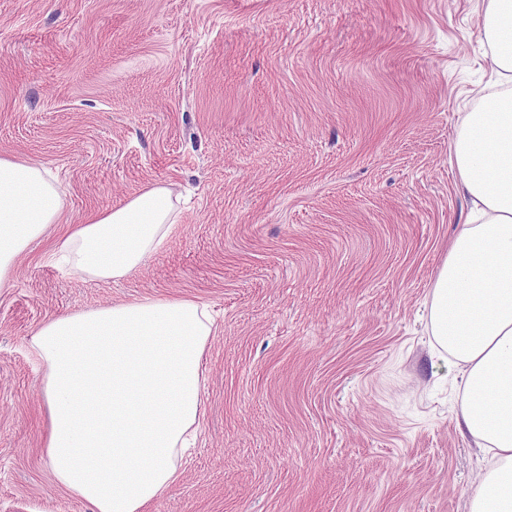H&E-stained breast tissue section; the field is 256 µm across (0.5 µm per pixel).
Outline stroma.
<instances>
[{"instance_id": "1", "label": "stroma", "mask_w": 512, "mask_h": 512, "mask_svg": "<svg viewBox=\"0 0 512 512\" xmlns=\"http://www.w3.org/2000/svg\"><path fill=\"white\" fill-rule=\"evenodd\" d=\"M475 2L0 0V156L65 195L0 291V512H94L50 470L31 336L146 298L216 320L195 445L146 512H468L490 458L426 306L471 207L450 157L487 80ZM154 184L180 215L134 274L50 261Z\"/></svg>"}]
</instances>
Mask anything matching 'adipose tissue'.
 I'll return each mask as SVG.
<instances>
[{"instance_id": "1", "label": "adipose tissue", "mask_w": 512, "mask_h": 512, "mask_svg": "<svg viewBox=\"0 0 512 512\" xmlns=\"http://www.w3.org/2000/svg\"><path fill=\"white\" fill-rule=\"evenodd\" d=\"M480 37L500 88L477 91L454 147L471 202L438 270L431 357L451 374L459 426L492 463L469 512H512V0H482ZM64 194L44 166L0 157V289L16 258L58 223ZM177 222L173 192L154 185L70 227L52 255L100 280L135 271ZM215 320L191 299H145L43 322L46 454L56 480L96 512H144L178 478L202 414V360Z\"/></svg>"}]
</instances>
